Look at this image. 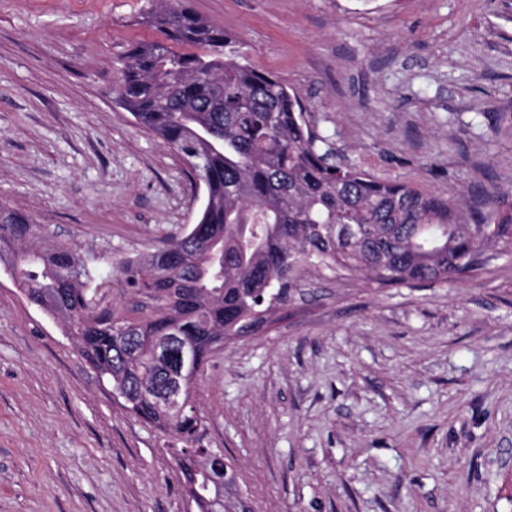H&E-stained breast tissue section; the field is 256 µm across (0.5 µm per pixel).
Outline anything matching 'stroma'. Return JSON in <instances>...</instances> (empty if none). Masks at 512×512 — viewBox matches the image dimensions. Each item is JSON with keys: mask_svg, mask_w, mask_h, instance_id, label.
I'll use <instances>...</instances> for the list:
<instances>
[{"mask_svg": "<svg viewBox=\"0 0 512 512\" xmlns=\"http://www.w3.org/2000/svg\"><path fill=\"white\" fill-rule=\"evenodd\" d=\"M296 91L338 159L512 202V0H189ZM150 0H0V202L116 262L196 220L182 159L117 101ZM265 332L211 355L202 442L253 512H512V248L379 288L301 272ZM0 271V512H197L166 448Z\"/></svg>", "mask_w": 512, "mask_h": 512, "instance_id": "obj_1", "label": "stroma"}]
</instances>
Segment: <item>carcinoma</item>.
<instances>
[{
	"label": "carcinoma",
	"mask_w": 512,
	"mask_h": 512,
	"mask_svg": "<svg viewBox=\"0 0 512 512\" xmlns=\"http://www.w3.org/2000/svg\"><path fill=\"white\" fill-rule=\"evenodd\" d=\"M144 23L164 39L118 60L117 97L136 124L175 151L202 187L197 220L146 259L117 263L121 283L151 306L140 318L95 301L93 273L65 243L43 244L27 214L0 204V269L29 302L65 322L80 354L124 407L180 444L169 452L185 487L221 477L202 462L198 378L182 381V413L157 401L176 373L180 336L199 370L257 315L275 313L308 267L340 269L379 287L460 279L490 247L512 242V205L473 215L457 193L426 192L337 163L299 95L228 51L233 35L186 0H154Z\"/></svg>",
	"instance_id": "cac0c4a2"
}]
</instances>
